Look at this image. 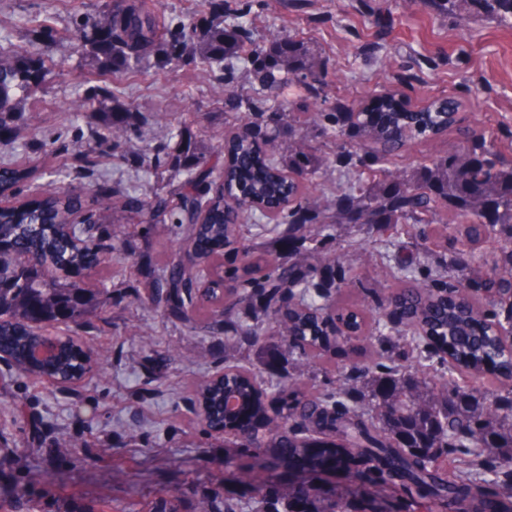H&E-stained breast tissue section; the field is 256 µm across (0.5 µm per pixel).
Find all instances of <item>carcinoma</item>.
Here are the masks:
<instances>
[{"label": "carcinoma", "mask_w": 512, "mask_h": 512, "mask_svg": "<svg viewBox=\"0 0 512 512\" xmlns=\"http://www.w3.org/2000/svg\"><path fill=\"white\" fill-rule=\"evenodd\" d=\"M474 0H429L431 6L449 15L467 13L474 18L490 15L512 27V0H484L477 11ZM167 28L154 0H129L124 15L117 18L106 10L103 16L84 25L80 37L90 42L110 62L138 66L162 43ZM192 51L204 63L236 58L239 50L266 54L268 64L257 71L261 83L273 87L281 82L283 71L299 81L317 78V63L301 43L287 38L275 41L264 52L252 44L246 28L237 24L224 27V12L215 19L200 42L189 37ZM29 88L27 76L8 60L0 59V116L13 108L16 95ZM459 103L454 99H434L413 110L389 92L378 98L375 108L358 112L341 108L327 113L335 136L351 125L364 136L363 150L386 163L412 139H427L457 123ZM466 151L450 159L435 160L417 179L398 191L383 185L377 172L373 184L356 195L336 203V211L320 210L311 200L308 185L293 173L310 168L308 156L301 152L288 157V163L275 158L255 134L239 135L224 144V175L205 154H169L171 162L185 165L184 178L169 193H156L144 201L148 216L177 217L187 228L188 238L206 240L207 275L199 292L192 286L179 261L169 262L162 278L150 273L144 279L150 288H166L169 311L180 315L185 305L194 307L186 317L193 331H203L212 323L235 314L240 297L224 305L222 274L224 246L237 230L238 209L224 202V196L244 198L270 224H286L297 235L308 224H423L445 206L466 220L464 224H444L434 229L432 239L448 253V271L462 270L464 291L452 292L450 285L431 289L416 279L413 257L395 262L396 288L377 302L376 308H336L335 315L321 316L313 306L288 307L287 321L293 335L300 338L298 348L312 361H320L342 342H364L374 314L381 309L396 324L388 337V348L400 342L431 347L448 364V374L475 380L488 376L498 383L497 392L484 403L477 402L481 389H462L448 384L435 385L430 398L423 396L428 385L424 378L406 375L393 365L381 375L363 377L358 397L351 396L346 384L332 395L288 392L283 388L276 405L267 402L268 393L258 386L247 369L229 365L218 380H211L201 396L208 415H219L224 402V387L235 386L245 400V412L260 440L268 448L288 449L287 458L300 460L313 469L330 462L359 472L377 471L391 485L428 497L443 512L459 501L466 512H487L489 496L498 498L499 512H512V481L482 477L466 479L450 465L440 461L446 449L465 445L473 449L474 465L490 458L512 463V337L501 335L488 317L484 293H495L502 305H512V164H505L495 138L469 136ZM30 167H0V230L12 248L35 255L38 267L13 269L10 288L0 293V350L16 361L24 357L28 343L38 336L54 335L55 324L77 315L86 304L83 289L61 287L42 271H64L82 267L91 251L104 252V267L116 265L124 254L102 237L81 240V229L72 234L64 225L82 207L73 194L45 188L21 201H11L19 184L34 178ZM215 187V197L205 198L203 189ZM494 238L501 249L491 255L483 251ZM469 248L467 267L460 268L461 254L448 243ZM272 246H256L248 261L238 269V279L255 285L259 309L251 317L263 321L277 318L278 304L296 286L293 257L277 260ZM251 338L268 368L276 370L283 350L267 349L258 342L254 328L239 326ZM83 349L69 342L59 359L42 371L40 377L64 384L79 380L87 369ZM284 419L293 422L286 436L273 432L269 424ZM281 512H375L368 499L343 500L333 495L315 497L301 487L282 503Z\"/></svg>", "instance_id": "cac0c4a2"}]
</instances>
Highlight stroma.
Wrapping results in <instances>:
<instances>
[{
  "label": "stroma",
  "mask_w": 512,
  "mask_h": 512,
  "mask_svg": "<svg viewBox=\"0 0 512 512\" xmlns=\"http://www.w3.org/2000/svg\"><path fill=\"white\" fill-rule=\"evenodd\" d=\"M107 2L0 0V57L26 55L45 66L0 134V163L37 167L44 181L81 196L76 220L94 216V234H108L119 249L129 239L137 246L104 273L65 276L89 298L63 329L104 354L79 384L0 364V512H200L206 496L259 512L258 481L282 496L303 479L315 495L335 494L346 485L343 472L306 475L275 449L229 447L209 434L199 389L228 364L254 369L261 382L268 374L235 332L198 336L137 301L143 257L158 268L185 244L183 226L150 220L140 203L178 184L164 152L171 131L183 130L193 151L219 155L225 138L245 127L234 106L240 96L263 112L271 148L316 159L310 187L321 205L335 204L366 171L337 162L327 113L387 91L414 108L445 97L461 103L459 128L407 144L387 164L388 187L461 150L467 130L497 138L512 164V27L446 15L423 0H224L225 21L244 17L255 44L290 36L314 53L317 79L270 89L255 81L250 55L210 67L186 47L185 34H201L211 19L202 0H159L168 34L142 71L105 65L90 43L62 37L99 18ZM35 15L49 17L51 30L32 32L27 20ZM107 127L117 138L98 141ZM390 235L388 246L370 225L346 224L283 236L280 250L316 255L315 288L328 287L327 263L342 258L349 273L328 304L371 307L394 288L395 254L423 259L426 251L417 229L401 224ZM365 346L356 362L375 367L381 344ZM356 362L336 354L319 364L293 353L285 367L301 390L332 393Z\"/></svg>",
  "instance_id": "1"
}]
</instances>
